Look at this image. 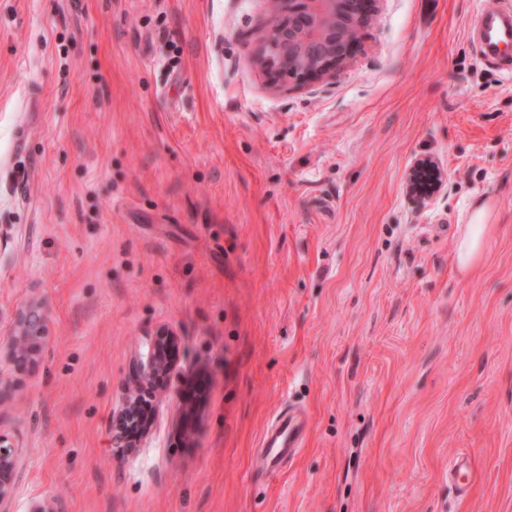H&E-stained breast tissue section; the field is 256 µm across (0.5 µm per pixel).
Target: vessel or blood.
<instances>
[{"mask_svg": "<svg viewBox=\"0 0 512 512\" xmlns=\"http://www.w3.org/2000/svg\"><path fill=\"white\" fill-rule=\"evenodd\" d=\"M472 37L482 57L512 76V8L486 5L475 20ZM304 422L295 413L280 414L263 439V463L274 468L284 457L296 454L302 444Z\"/></svg>", "mask_w": 512, "mask_h": 512, "instance_id": "b4317fda", "label": "vessel or blood"}]
</instances>
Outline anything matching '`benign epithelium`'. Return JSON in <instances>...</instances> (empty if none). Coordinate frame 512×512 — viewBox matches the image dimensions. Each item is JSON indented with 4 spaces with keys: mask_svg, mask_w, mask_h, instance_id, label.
I'll list each match as a JSON object with an SVG mask.
<instances>
[{
    "mask_svg": "<svg viewBox=\"0 0 512 512\" xmlns=\"http://www.w3.org/2000/svg\"><path fill=\"white\" fill-rule=\"evenodd\" d=\"M375 0H268L266 16L252 51L253 64L273 83H317L346 63L360 29L375 20ZM444 174L430 158L417 160L408 173V190L421 204L441 186ZM48 313L33 305L20 314L7 350L11 362L35 364L45 336ZM178 338L159 330L135 350L133 385L112 414V445L136 448L149 431L152 408L147 391L177 369ZM22 460L12 433L0 429V512H14ZM25 512H62L56 498H33Z\"/></svg>",
    "mask_w": 512,
    "mask_h": 512,
    "instance_id": "1",
    "label": "benign epithelium"
}]
</instances>
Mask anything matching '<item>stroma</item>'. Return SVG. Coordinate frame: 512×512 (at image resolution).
I'll return each instance as SVG.
<instances>
[{
	"mask_svg": "<svg viewBox=\"0 0 512 512\" xmlns=\"http://www.w3.org/2000/svg\"><path fill=\"white\" fill-rule=\"evenodd\" d=\"M480 5L378 0L334 77L274 87L266 0H0V348L49 313L37 366L0 361L18 508L512 512V81L470 38ZM422 155L446 179L419 206ZM160 329L177 371L123 455L112 414ZM288 411L304 445L265 472ZM493 224H486L484 209L477 210L475 222L465 224L459 237L456 260L463 271L474 268L483 258Z\"/></svg>",
	"mask_w": 512,
	"mask_h": 512,
	"instance_id": "1",
	"label": "stroma"
}]
</instances>
